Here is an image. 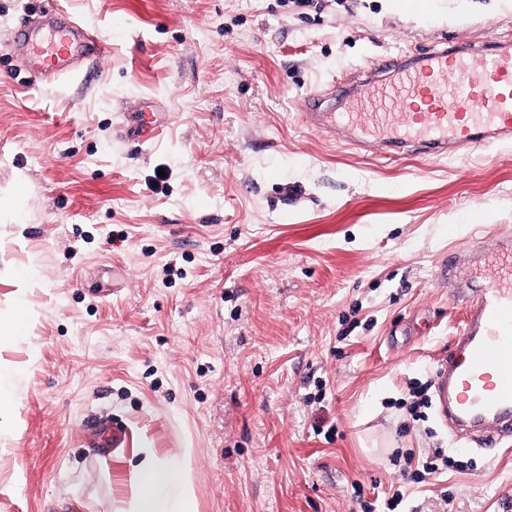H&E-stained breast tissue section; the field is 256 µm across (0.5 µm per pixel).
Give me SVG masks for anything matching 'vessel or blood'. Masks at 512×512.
<instances>
[{
  "instance_id": "b4317fda",
  "label": "vessel or blood",
  "mask_w": 512,
  "mask_h": 512,
  "mask_svg": "<svg viewBox=\"0 0 512 512\" xmlns=\"http://www.w3.org/2000/svg\"><path fill=\"white\" fill-rule=\"evenodd\" d=\"M14 40L33 65L56 80L73 74L74 58L96 56L104 45L99 35L56 13L43 15L35 26L20 23ZM374 70L384 81L347 88L345 111H319L320 95L310 92L305 121L388 149L417 144L434 157L512 136V51L495 41L436 47L411 65L386 56ZM475 249L490 253L495 269L488 287L469 304L458 350L437 379L452 418L491 440L512 431V249L497 248L492 236L477 240Z\"/></svg>"
}]
</instances>
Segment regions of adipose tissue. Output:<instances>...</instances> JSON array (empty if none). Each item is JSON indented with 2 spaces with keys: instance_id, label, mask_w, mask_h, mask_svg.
Listing matches in <instances>:
<instances>
[{
  "instance_id": "adipose-tissue-1",
  "label": "adipose tissue",
  "mask_w": 512,
  "mask_h": 512,
  "mask_svg": "<svg viewBox=\"0 0 512 512\" xmlns=\"http://www.w3.org/2000/svg\"><path fill=\"white\" fill-rule=\"evenodd\" d=\"M132 477V512H195L188 480L189 452L158 458L154 449L140 451Z\"/></svg>"
}]
</instances>
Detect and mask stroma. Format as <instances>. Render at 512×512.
<instances>
[{"label":"stroma","mask_w":512,"mask_h":512,"mask_svg":"<svg viewBox=\"0 0 512 512\" xmlns=\"http://www.w3.org/2000/svg\"><path fill=\"white\" fill-rule=\"evenodd\" d=\"M395 3L0 0V322L31 312L0 334V512H126L142 448L191 451L195 512H512V437L408 412L465 319L445 265L512 243V143L388 156L301 118L372 59L512 44V0ZM56 8L106 43L57 83L14 46ZM443 467L447 469L448 460L442 458L440 452L435 451L432 456H427L422 462L418 460V468L413 472L407 471L406 476H410L415 483H424L433 478Z\"/></svg>","instance_id":"stroma-1"}]
</instances>
